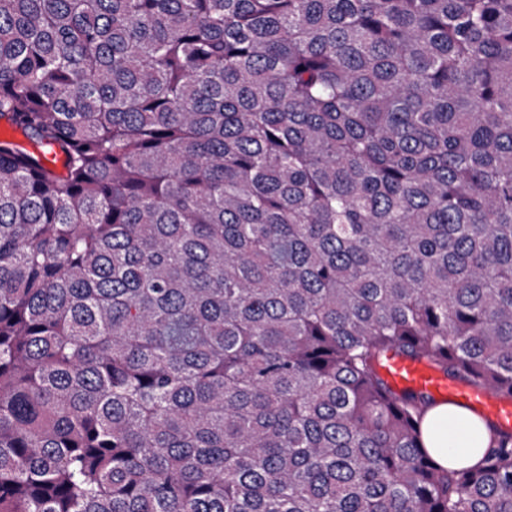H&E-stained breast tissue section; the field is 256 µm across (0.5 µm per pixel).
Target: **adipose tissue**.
<instances>
[{"label":"adipose tissue","instance_id":"obj_1","mask_svg":"<svg viewBox=\"0 0 512 512\" xmlns=\"http://www.w3.org/2000/svg\"><path fill=\"white\" fill-rule=\"evenodd\" d=\"M423 440L431 455L446 468L477 465L491 446L489 433L477 416L448 404L429 412L423 424Z\"/></svg>","mask_w":512,"mask_h":512}]
</instances>
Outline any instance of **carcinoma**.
Wrapping results in <instances>:
<instances>
[{"mask_svg":"<svg viewBox=\"0 0 512 512\" xmlns=\"http://www.w3.org/2000/svg\"><path fill=\"white\" fill-rule=\"evenodd\" d=\"M0 512H512L393 352L512 400V0H0ZM449 417L463 421L466 428H449ZM423 440L431 455L445 468L475 466L492 446L489 433L477 416L463 407L448 404L438 405L429 412L423 424Z\"/></svg>","mask_w":512,"mask_h":512,"instance_id":"carcinoma-1","label":"carcinoma"}]
</instances>
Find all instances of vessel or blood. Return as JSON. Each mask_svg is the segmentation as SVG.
Here are the masks:
<instances>
[{
	"label": "vessel or blood",
	"instance_id": "obj_1",
	"mask_svg": "<svg viewBox=\"0 0 512 512\" xmlns=\"http://www.w3.org/2000/svg\"><path fill=\"white\" fill-rule=\"evenodd\" d=\"M379 374L394 394L416 391L439 400L467 404L500 428L512 431V401L449 378L428 363L391 354L381 362Z\"/></svg>",
	"mask_w": 512,
	"mask_h": 512
}]
</instances>
